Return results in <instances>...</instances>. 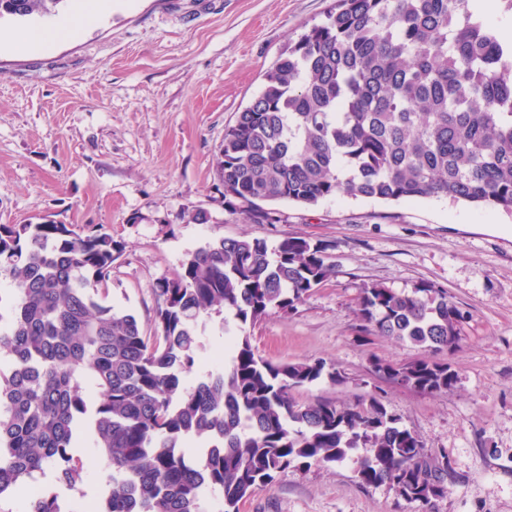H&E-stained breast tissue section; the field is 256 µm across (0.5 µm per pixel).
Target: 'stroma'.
<instances>
[{"label": "stroma", "instance_id": "1", "mask_svg": "<svg viewBox=\"0 0 512 512\" xmlns=\"http://www.w3.org/2000/svg\"><path fill=\"white\" fill-rule=\"evenodd\" d=\"M79 4L0 18V224L104 226L125 244L107 301L148 334L153 287L186 252L217 237L328 244L336 278L297 311L252 327L256 355L335 363L342 382L299 387L294 400L380 396L428 452H446L457 479L436 512H512V214L446 199L331 197L277 202L276 223L247 224L224 205L216 158L225 129L335 0H112L95 25L14 49L13 33L74 15ZM197 209L211 222H189ZM422 281L447 289L468 314L451 359L456 383L433 395L369 371L371 356L402 362L423 349L356 330L363 284L402 290ZM77 453L90 476L83 493L63 495L65 512H86L108 492L97 449L82 442ZM354 469L349 461L288 469L240 512H417L390 486L360 484Z\"/></svg>", "mask_w": 512, "mask_h": 512}]
</instances>
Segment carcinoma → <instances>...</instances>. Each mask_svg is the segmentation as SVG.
Instances as JSON below:
<instances>
[{"mask_svg": "<svg viewBox=\"0 0 512 512\" xmlns=\"http://www.w3.org/2000/svg\"><path fill=\"white\" fill-rule=\"evenodd\" d=\"M64 0H0V18L52 12ZM224 206L272 224L263 202L313 206L329 197L463 201L512 213V43L476 0H337L290 44L261 93L224 132L216 160ZM102 225L0 224V499L53 473L61 488L87 480L74 456L93 438L109 461V493L92 512H223L290 468L351 461L363 485L401 486L433 512L457 474L427 452L403 418L371 395L353 404H299L291 392L343 379L322 359L259 358L249 328L290 313L336 277L328 246L287 237L216 238L187 252L156 283L155 335L105 304L114 256ZM234 335L228 362L203 368L201 316ZM358 332L428 355L375 356L370 371L433 394L456 373L443 351L459 343L464 312L421 282H371L357 296ZM199 373L193 385L187 377ZM99 402L88 401V388ZM365 454H358L359 450ZM19 512H66L54 491L24 495Z\"/></svg>", "mask_w": 512, "mask_h": 512, "instance_id": "1", "label": "carcinoma"}]
</instances>
